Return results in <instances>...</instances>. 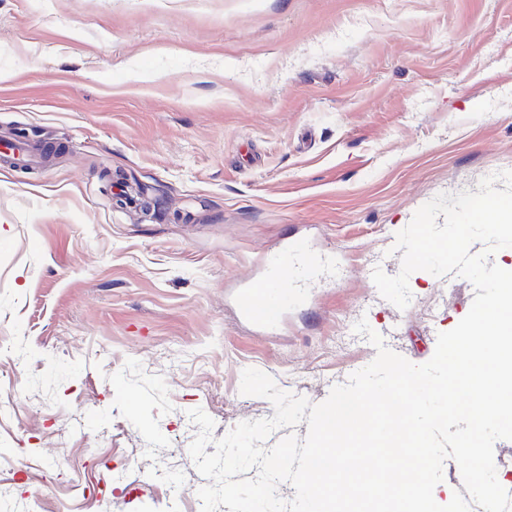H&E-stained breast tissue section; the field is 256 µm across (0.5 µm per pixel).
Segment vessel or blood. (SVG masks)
<instances>
[{
    "mask_svg": "<svg viewBox=\"0 0 512 512\" xmlns=\"http://www.w3.org/2000/svg\"><path fill=\"white\" fill-rule=\"evenodd\" d=\"M41 153L38 148L18 141L0 142V163L30 166L38 163ZM296 258L299 267L297 282L309 280L318 266L305 242L293 241L266 262L261 279L240 288L235 299V310L240 319L267 327L275 326L288 309V296L279 288L282 268L288 258Z\"/></svg>",
    "mask_w": 512,
    "mask_h": 512,
    "instance_id": "vessel-or-blood-1",
    "label": "vessel or blood"
}]
</instances>
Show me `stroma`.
<instances>
[{
  "instance_id": "1",
  "label": "stroma",
  "mask_w": 512,
  "mask_h": 512,
  "mask_svg": "<svg viewBox=\"0 0 512 512\" xmlns=\"http://www.w3.org/2000/svg\"><path fill=\"white\" fill-rule=\"evenodd\" d=\"M0 505L201 512L189 453L272 417L244 369L323 402L468 313L455 274H371L441 193L512 171V0H0ZM325 261L283 321L238 318L266 257ZM105 480L98 497L85 488ZM41 153L38 148L18 141L0 140V163L16 166H30L39 162Z\"/></svg>"
}]
</instances>
